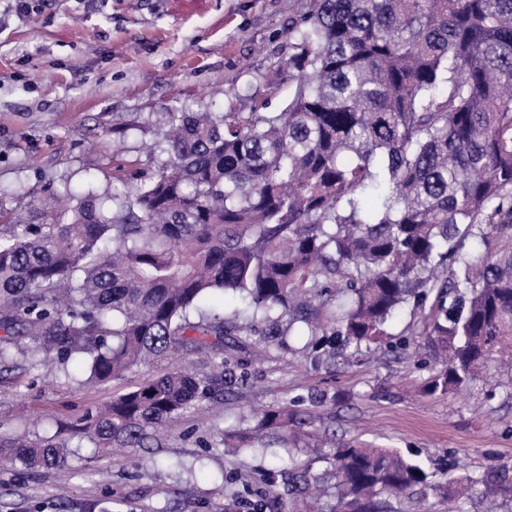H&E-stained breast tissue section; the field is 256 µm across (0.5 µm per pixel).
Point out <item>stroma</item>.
<instances>
[{
    "label": "stroma",
    "instance_id": "stroma-1",
    "mask_svg": "<svg viewBox=\"0 0 512 512\" xmlns=\"http://www.w3.org/2000/svg\"><path fill=\"white\" fill-rule=\"evenodd\" d=\"M308 9L309 0H38L25 18L0 0V225L40 223V202L66 186L107 197L121 193L120 177L146 180L154 165L144 148L162 138L173 103L248 112L260 94L270 111L283 109L288 83L267 81ZM255 342L239 337L234 352L248 386L198 403L151 447L103 455L85 444L60 467L9 464L0 512H238L258 500L281 451L248 450L241 469L235 449L210 447L212 435L229 424L248 431L253 409L313 388L336 397L316 412L336 439L423 461L429 485L402 500L403 512L422 500L448 512L446 482L463 492L467 473L512 471V369L493 363L467 389L426 396L429 372L412 354L316 370L275 344L253 362ZM17 361L0 370V438L53 435L129 384L86 382L79 365L66 380L52 361Z\"/></svg>",
    "mask_w": 512,
    "mask_h": 512
}]
</instances>
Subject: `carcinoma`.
<instances>
[{"label": "carcinoma", "instance_id": "carcinoma-1", "mask_svg": "<svg viewBox=\"0 0 512 512\" xmlns=\"http://www.w3.org/2000/svg\"><path fill=\"white\" fill-rule=\"evenodd\" d=\"M276 73L293 91L279 112L181 107L112 207L64 187L50 221L0 226V365L29 339L88 380L138 379L71 426L93 448H144L181 412L224 402L245 380L227 336L306 337L300 353L336 365L414 348L393 320L424 316L434 360L426 392L473 382L512 356V0H310L288 30ZM486 254L465 251L471 238ZM220 290L230 311L202 302ZM178 352L220 358L200 374L147 371ZM336 398L314 390L255 410L237 440L288 449L290 494L326 496L296 464ZM30 468L64 464L68 439L0 443ZM335 493L321 512H397L428 484L422 463L382 448L331 444L320 454ZM481 500L512 498L504 471L467 477Z\"/></svg>", "mask_w": 512, "mask_h": 512}]
</instances>
